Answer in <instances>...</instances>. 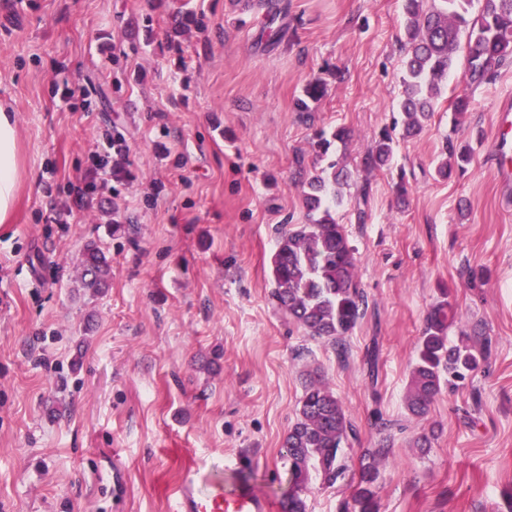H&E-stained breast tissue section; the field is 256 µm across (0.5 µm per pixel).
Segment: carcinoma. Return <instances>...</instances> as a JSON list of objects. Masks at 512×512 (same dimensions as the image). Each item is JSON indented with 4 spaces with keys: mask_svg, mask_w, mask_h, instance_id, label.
I'll use <instances>...</instances> for the list:
<instances>
[{
    "mask_svg": "<svg viewBox=\"0 0 512 512\" xmlns=\"http://www.w3.org/2000/svg\"><path fill=\"white\" fill-rule=\"evenodd\" d=\"M473 0H403V100L404 135L423 130L433 114L435 100L454 67L460 36L467 34V65L462 82L467 86L488 83L501 68L512 63V0H479L480 8L469 10ZM321 96L320 86L310 83L297 100L300 112ZM351 131L338 127L315 133L312 147L326 161L315 175L303 181L305 224H293L279 232L273 257V297L277 305L301 324L309 336L342 346L365 316L366 296L355 279V249L345 227L336 220L343 204L342 188L349 172L343 157L330 152L335 142L344 143ZM395 153V140L382 132L362 160L365 169L388 166ZM469 146L448 142V153L437 167L447 180L471 164ZM112 273V260L90 241L81 261V284L101 288ZM456 313L443 300L426 318L417 343V357L405 397L408 412L425 416L446 383L463 381L479 364L478 352L468 344H448V328ZM355 435L341 399L324 384L316 371L307 373L299 416L289 429L283 448L293 489L284 512H306L302 493L314 479L328 485L344 478L347 469L343 445ZM389 452L376 448L366 453L360 479L345 505L351 512H378L375 484L379 478L376 460Z\"/></svg>",
    "mask_w": 512,
    "mask_h": 512,
    "instance_id": "cac0c4a2",
    "label": "carcinoma"
}]
</instances>
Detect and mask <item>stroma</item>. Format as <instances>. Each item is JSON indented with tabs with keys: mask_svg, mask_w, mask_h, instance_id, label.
Here are the masks:
<instances>
[{
	"mask_svg": "<svg viewBox=\"0 0 512 512\" xmlns=\"http://www.w3.org/2000/svg\"><path fill=\"white\" fill-rule=\"evenodd\" d=\"M270 3L0 0V104L27 172L0 224V512H176L190 472L249 481L283 512L282 443L315 368L355 434L345 479L313 482L306 512H342L362 454L384 444L379 512H512V182L493 161L512 64L473 90L459 127L451 73L423 131L367 173L362 156L402 119V0ZM187 12L206 26L171 44ZM311 82L321 99L296 111ZM338 126L352 177L336 218L368 300L341 354L271 296L277 232L306 221L313 133ZM115 133L128 175L76 199ZM450 140L473 162L442 180ZM90 241L112 259L96 292L80 282ZM443 300L449 342L470 337L485 358L417 419L415 347Z\"/></svg>",
	"mask_w": 512,
	"mask_h": 512,
	"instance_id": "obj_1",
	"label": "stroma"
}]
</instances>
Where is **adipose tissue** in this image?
I'll return each mask as SVG.
<instances>
[{"instance_id": "adipose-tissue-1", "label": "adipose tissue", "mask_w": 512, "mask_h": 512, "mask_svg": "<svg viewBox=\"0 0 512 512\" xmlns=\"http://www.w3.org/2000/svg\"><path fill=\"white\" fill-rule=\"evenodd\" d=\"M24 176L16 121L11 112L0 106V224L11 222Z\"/></svg>"}]
</instances>
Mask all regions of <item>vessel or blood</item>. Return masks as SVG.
<instances>
[{
	"label": "vessel or blood",
	"instance_id": "b4317fda",
	"mask_svg": "<svg viewBox=\"0 0 512 512\" xmlns=\"http://www.w3.org/2000/svg\"><path fill=\"white\" fill-rule=\"evenodd\" d=\"M178 512H269L266 500L249 487L225 495L218 484L200 482L186 475L174 490Z\"/></svg>",
	"mask_w": 512,
	"mask_h": 512
}]
</instances>
